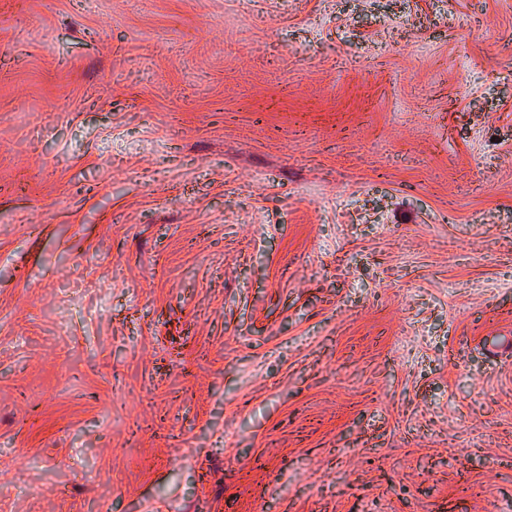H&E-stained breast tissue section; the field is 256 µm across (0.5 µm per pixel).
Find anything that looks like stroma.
I'll use <instances>...</instances> for the list:
<instances>
[{"label": "stroma", "instance_id": "obj_1", "mask_svg": "<svg viewBox=\"0 0 512 512\" xmlns=\"http://www.w3.org/2000/svg\"><path fill=\"white\" fill-rule=\"evenodd\" d=\"M0 512H512V0H0Z\"/></svg>", "mask_w": 512, "mask_h": 512}]
</instances>
